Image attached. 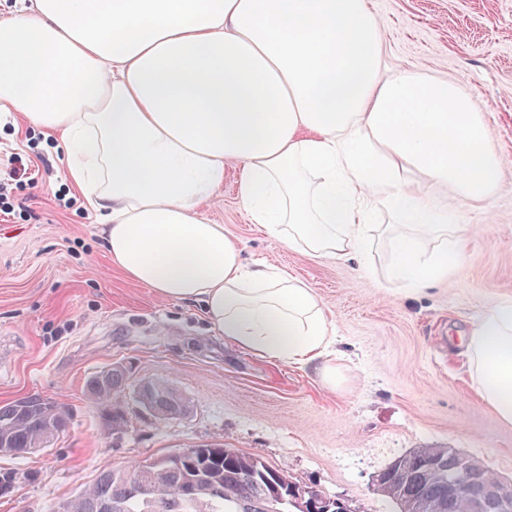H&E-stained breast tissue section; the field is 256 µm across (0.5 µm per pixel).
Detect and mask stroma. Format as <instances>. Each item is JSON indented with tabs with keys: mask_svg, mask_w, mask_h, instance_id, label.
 <instances>
[{
	"mask_svg": "<svg viewBox=\"0 0 512 512\" xmlns=\"http://www.w3.org/2000/svg\"><path fill=\"white\" fill-rule=\"evenodd\" d=\"M391 67L455 81L470 94L506 180L459 206L472 227L462 263L421 293L389 276L384 238L355 259L289 249L251 223L239 172L224 170L204 215L260 261L314 288L333 321L336 383L313 368L241 350L209 329L199 305L130 281L66 178L55 138L0 112V169L19 157L37 187L15 185L0 215V404L48 395L71 424L45 451L0 456V512H49L108 469L180 446L217 444L288 471L349 512H399L376 478L417 448H454L512 480V425L479 397L461 345L468 323L512 298V0H370ZM61 195L72 207L58 206ZM131 383L162 376L190 415L158 424L133 413L108 432L87 378L113 363Z\"/></svg>",
	"mask_w": 512,
	"mask_h": 512,
	"instance_id": "35a3bbf8",
	"label": "stroma"
}]
</instances>
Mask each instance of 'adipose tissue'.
Instances as JSON below:
<instances>
[{"instance_id":"ef3b65f1","label":"adipose tissue","mask_w":512,"mask_h":512,"mask_svg":"<svg viewBox=\"0 0 512 512\" xmlns=\"http://www.w3.org/2000/svg\"><path fill=\"white\" fill-rule=\"evenodd\" d=\"M60 136L68 178L115 265L256 356L317 366L333 331L313 288L246 266L201 211L240 168L253 223L312 256L358 257L384 207L392 273L447 278L470 228L458 205L504 169L471 97L386 62L367 0H32L0 18V112ZM417 171L419 180L405 178ZM481 399L512 424V300L462 338Z\"/></svg>"}]
</instances>
